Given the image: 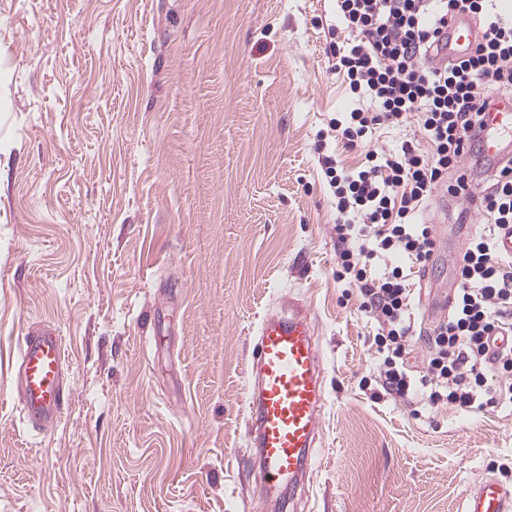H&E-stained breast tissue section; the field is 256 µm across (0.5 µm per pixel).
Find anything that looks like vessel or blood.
<instances>
[{
    "label": "vessel or blood",
    "instance_id": "b4317fda",
    "mask_svg": "<svg viewBox=\"0 0 512 512\" xmlns=\"http://www.w3.org/2000/svg\"><path fill=\"white\" fill-rule=\"evenodd\" d=\"M477 27L467 17L448 21V53L468 52ZM485 155L497 159L500 135L512 129L511 112L487 115ZM65 355L51 331L26 334L19 344L16 393L25 417L38 429L61 417L68 395L63 380ZM323 363L307 310L289 301L287 312L269 314L256 329L250 366L255 385L247 397V417L256 450L249 455L263 494L282 484H299L316 458L315 444L325 398ZM465 512H512V490L492 476L463 492Z\"/></svg>",
    "mask_w": 512,
    "mask_h": 512
}]
</instances>
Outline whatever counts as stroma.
Listing matches in <instances>:
<instances>
[{"instance_id": "35a3bbf8", "label": "stroma", "mask_w": 512, "mask_h": 512, "mask_svg": "<svg viewBox=\"0 0 512 512\" xmlns=\"http://www.w3.org/2000/svg\"><path fill=\"white\" fill-rule=\"evenodd\" d=\"M333 0H0V512H279L244 460L254 331L289 299L323 360L319 461L286 512H463L512 488V405L377 398L336 279L317 134L348 104ZM63 338L38 432L21 336ZM465 512H511L512 491L492 476H485L463 491Z\"/></svg>"}]
</instances>
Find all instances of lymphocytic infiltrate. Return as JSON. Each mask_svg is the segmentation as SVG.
I'll list each match as a JSON object with an SVG mask.
<instances>
[{"instance_id": "obj_1", "label": "lymphocytic infiltrate", "mask_w": 512, "mask_h": 512, "mask_svg": "<svg viewBox=\"0 0 512 512\" xmlns=\"http://www.w3.org/2000/svg\"><path fill=\"white\" fill-rule=\"evenodd\" d=\"M477 25L472 49L448 59V18ZM345 44L330 42L332 68L346 85L349 105L328 127L335 141L364 146L358 164L344 168L333 155L319 163L336 205L337 280L358 288L361 307L376 326L378 384L390 397L419 394L428 404L462 409L512 404V257L497 243L512 234V165H496L471 214L483 229L468 234L455 260L458 280L448 312L416 318L419 289L437 247L434 225L421 214L438 190L465 192L463 160L483 151L485 116L512 104V14L495 0H336ZM417 122L429 140L376 151V127ZM423 347L421 363L412 354Z\"/></svg>"}]
</instances>
